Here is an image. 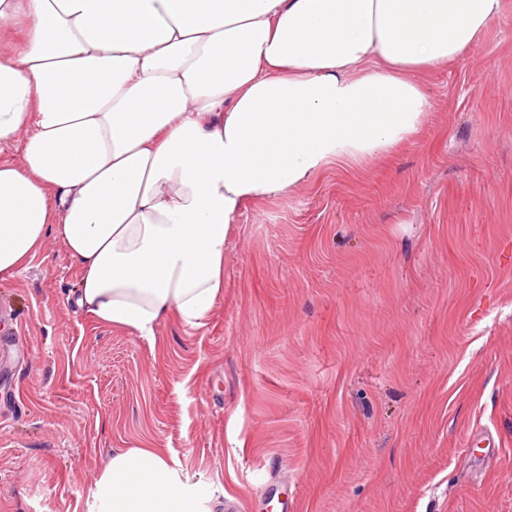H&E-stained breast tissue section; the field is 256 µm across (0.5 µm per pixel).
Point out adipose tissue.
I'll list each match as a JSON object with an SVG mask.
<instances>
[{"mask_svg":"<svg viewBox=\"0 0 512 512\" xmlns=\"http://www.w3.org/2000/svg\"><path fill=\"white\" fill-rule=\"evenodd\" d=\"M502 0H0V275L60 238L79 308L200 325L232 221L421 127L417 76ZM91 512H209L158 450L114 453Z\"/></svg>","mask_w":512,"mask_h":512,"instance_id":"obj_1","label":"adipose tissue"}]
</instances>
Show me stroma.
<instances>
[{
	"mask_svg": "<svg viewBox=\"0 0 512 512\" xmlns=\"http://www.w3.org/2000/svg\"><path fill=\"white\" fill-rule=\"evenodd\" d=\"M391 154L248 201L202 326L79 309L48 236L0 277V512H90L162 449L210 512H512V0Z\"/></svg>",
	"mask_w": 512,
	"mask_h": 512,
	"instance_id": "35a3bbf8",
	"label": "stroma"
}]
</instances>
